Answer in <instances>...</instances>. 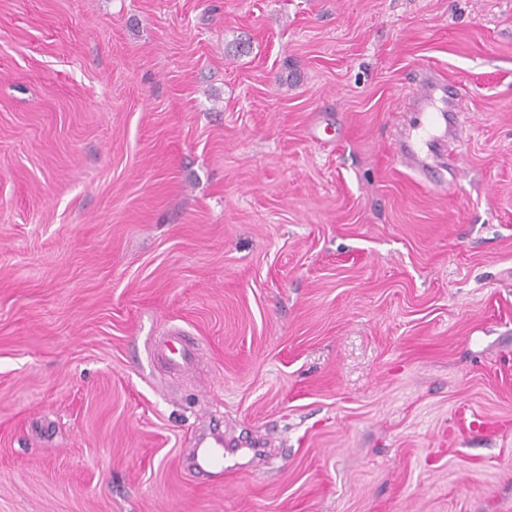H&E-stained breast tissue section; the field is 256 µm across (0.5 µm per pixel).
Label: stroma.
I'll return each instance as SVG.
<instances>
[{"instance_id": "obj_1", "label": "stroma", "mask_w": 512, "mask_h": 512, "mask_svg": "<svg viewBox=\"0 0 512 512\" xmlns=\"http://www.w3.org/2000/svg\"><path fill=\"white\" fill-rule=\"evenodd\" d=\"M0 512H512V0H0ZM418 92L407 104L406 110L418 112L420 120L418 129L421 135H413V132L402 133L399 148L396 152L400 161L410 169L417 172L427 182H431L438 173V165L434 160L422 153L418 143L426 137L434 135L438 128L445 124V132L448 126L455 130H462V112H466V104L462 100L454 101L450 92L447 93L445 85L439 83L432 73H421L418 79ZM440 91L442 101L448 98L447 107L437 104L436 93ZM179 335L176 330L169 332L164 339L155 342L153 351L154 354L168 359L167 364L171 370L189 376L194 368L196 355L191 349L177 346L176 336ZM200 446L193 454L192 466L212 478V482H224V437L213 435Z\"/></svg>"}]
</instances>
